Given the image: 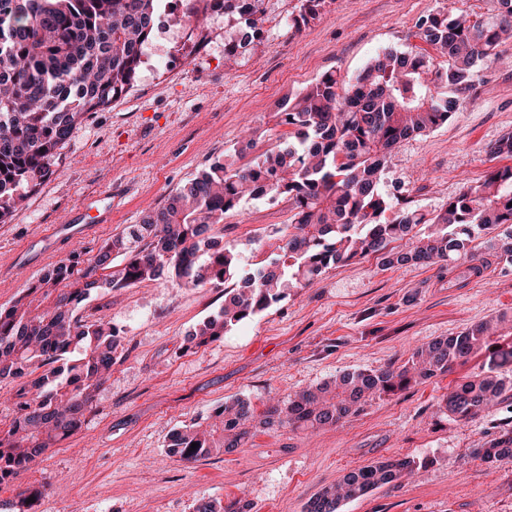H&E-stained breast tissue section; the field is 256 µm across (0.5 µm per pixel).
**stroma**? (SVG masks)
<instances>
[{
  "label": "stroma",
  "instance_id": "35a3bbf8",
  "mask_svg": "<svg viewBox=\"0 0 512 512\" xmlns=\"http://www.w3.org/2000/svg\"><path fill=\"white\" fill-rule=\"evenodd\" d=\"M296 3L265 0L264 29L229 73L224 43L237 19L209 14L193 28L166 9L167 23L132 89L84 117L56 173L0 223V305L40 269L75 252L95 254L241 141L255 138L261 150L275 145L283 96L328 70L355 78L376 53L405 49L416 21L438 4L494 13L492 0H325L316 19L297 30L288 25ZM479 75L448 123L394 150L386 190L402 188L429 212L494 167L488 146L512 131V45ZM107 192L111 222L32 269L22 255L29 242ZM290 216L286 200H249L226 219L221 235L247 257L285 229ZM223 302V288L163 280L92 298L91 307L121 336L112 377L81 430L50 449L20 483L0 486V504L14 500L19 485L43 484L42 512H193L201 497H242L252 512H305L310 498L350 469L409 457L434 464L345 503L341 512H512V460L487 463L475 454L512 425V401L472 420L444 409L456 383L479 372L480 356L373 399L332 428L260 432L247 447L192 464L166 448L171 430L208 418L224 401L247 397L261 407L269 397L287 398L346 370L398 367L424 343L512 311V265L488 254L476 276L444 264L386 268L371 255L328 269L220 341L190 343L189 331Z\"/></svg>",
  "mask_w": 512,
  "mask_h": 512
}]
</instances>
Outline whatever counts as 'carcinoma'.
Segmentation results:
<instances>
[{
	"label": "carcinoma",
	"mask_w": 512,
	"mask_h": 512,
	"mask_svg": "<svg viewBox=\"0 0 512 512\" xmlns=\"http://www.w3.org/2000/svg\"><path fill=\"white\" fill-rule=\"evenodd\" d=\"M159 0H0V223L26 206L28 193L55 174L60 150L84 116L108 106L134 84L144 45L153 36ZM292 27L315 19L325 0H299ZM490 20L443 7L415 23L404 51L370 59L352 80L336 71L278 103L288 132L249 156L252 140L218 157L178 185L165 204L128 224L90 257L76 252L43 271L0 306V381L17 383L12 417L0 427V485L29 471L50 448L74 435L110 379L119 346L112 322L86 308L93 296L164 279L179 287H224V306L203 318L189 341L205 346L232 327L279 304L329 268L378 254L387 268L446 262L475 265L474 242L512 263V165L497 167L439 209L422 212L402 192L383 189L397 146L445 124L479 81L480 62H495L512 39V0H496ZM224 14L244 18L241 37L224 43L230 71L240 50L262 32L264 0H227ZM512 160V131L489 146ZM288 200L287 231L270 254L242 253L221 242L216 227L259 194ZM402 241L401 247L393 243ZM512 312L416 348L401 366L355 369L273 399L261 412L236 397L217 406L213 422L173 430L169 453L191 463L244 447L259 426L320 429L361 412L371 400L449 372L486 354L488 365L445 398L459 419H473L512 392L496 358H512ZM197 444L191 449V444ZM475 454L512 459V430ZM431 460L386 459L352 469L322 488L306 512H339L342 503L398 483ZM46 491L28 486L12 512H40ZM34 501L27 502V499ZM194 512H251L250 504L198 500Z\"/></svg>",
	"instance_id": "carcinoma-1"
}]
</instances>
